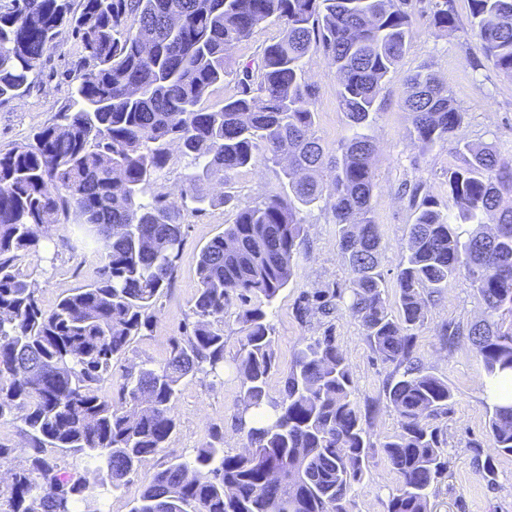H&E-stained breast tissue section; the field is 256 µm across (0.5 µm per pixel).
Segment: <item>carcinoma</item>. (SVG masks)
I'll return each instance as SVG.
<instances>
[{"mask_svg":"<svg viewBox=\"0 0 512 512\" xmlns=\"http://www.w3.org/2000/svg\"><path fill=\"white\" fill-rule=\"evenodd\" d=\"M471 28L485 58L512 77V0H470ZM409 0H8L0 5V104L30 85L66 31L82 51L73 99L35 143L0 153V420L18 421L27 464L0 486V512H78L97 490H123L176 430L188 377L224 369V315L234 300L241 380L238 427L245 449L224 451L216 431L191 461L155 471L130 512H352L370 450L381 448L397 475L387 512H431L448 471L443 429L454 393L416 359L427 304L468 274L484 318L442 327L451 346L467 339L489 385L512 376V155L460 135L465 113L431 68L407 79L403 109L421 154L449 147L463 159L448 172L451 206L408 189L413 222L402 246L394 304L379 270L381 237L372 197L374 143L368 134L387 75L405 55L414 18ZM281 24L256 65L235 72L227 51L267 21ZM431 25L455 26L452 0H434ZM322 52L336 73V100L348 121L337 154L315 133V92L304 59ZM239 92L201 107L224 77ZM178 147L197 162L181 189L195 203L258 160L280 168L281 190L238 209L201 250L191 320L170 339L166 358L142 364L115 396L98 384L133 339L152 330L159 299L172 288L183 241L175 202L155 191ZM329 169L328 185L314 176ZM324 202L349 267L344 285L303 297L328 314L345 309L376 357L393 367L386 401L398 431L376 443L354 398L355 382L332 327L292 354L279 397L266 306L292 279L304 245L302 208ZM497 215L495 230L484 216ZM74 224L104 256L98 281L41 307L18 253L40 257L43 226ZM258 303H252V300ZM252 412V425L244 416ZM490 442L512 455V400L492 403ZM478 473L496 476L476 453Z\"/></svg>","mask_w":512,"mask_h":512,"instance_id":"carcinoma-1","label":"carcinoma"}]
</instances>
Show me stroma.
<instances>
[{"label":"stroma","mask_w":512,"mask_h":512,"mask_svg":"<svg viewBox=\"0 0 512 512\" xmlns=\"http://www.w3.org/2000/svg\"><path fill=\"white\" fill-rule=\"evenodd\" d=\"M455 29L441 31L430 24L428 0H415L413 9L420 20L415 25L403 59L388 75L380 94V110L370 129L376 147V185L373 209L380 226L382 250L380 268L393 278L401 245L412 222V209L404 195L405 184L423 181L428 193L440 203L448 201V172L460 166L462 159L448 148L438 147L420 153L409 136L408 115L403 110L407 94L406 77L428 65L445 83L455 104L465 114L461 128L464 137L474 143L493 146L498 152H512V78L500 73L492 62L472 69L468 58L481 54L476 38H465L470 19V0H453ZM60 51L45 59L28 90L0 106V152L32 143L33 135L50 125L57 112L68 104L81 64V50L70 38H62ZM305 78L317 90L316 135L326 152H335L347 133V118L336 102V74L318 53L304 60ZM191 157L173 151L158 189L170 193L180 209L184 242L173 287L158 302L153 329L138 337L99 385V392H113V381L147 361L160 362L171 337L179 335L190 314V301L198 286L196 264L203 247L225 225L233 223L237 205L261 199L277 190L276 168L257 164L235 175L230 187L213 185V194L230 192L234 204L197 210L190 199L181 197L186 177L194 172ZM305 243L287 288L279 292L268 309L275 337L278 366L269 381L271 395H278L286 376L293 350L304 339L332 328L336 343L345 355L357 390L355 398L371 424L375 440L394 434L396 415L386 405L383 386L389 373L377 361L363 337L359 323L348 312L331 316L314 314L299 320L296 309L302 294L333 288L348 277L347 264L337 248L336 227L330 224L320 206L304 210ZM47 250L42 258L21 257L19 267L30 274L44 308L71 289L97 281L102 265L96 244L75 226L55 224L44 232ZM483 307L466 275H459L443 296L429 304L425 325L418 333L416 355L422 366L447 379L455 401L438 424L447 442L448 473L431 499V512H512V456L495 455L488 434L489 413L486 396L487 376L468 342L444 347L439 331L444 324H467L480 320ZM224 327V372L218 377L190 378L182 388L175 414L178 427L169 445L148 461L143 476H150L168 462L188 461L193 450L207 441L213 428L224 432V449L242 451L244 440L237 427L241 385L234 369L239 349L235 311H228ZM495 455L497 477L487 484L479 475L476 453ZM397 476L379 449H372L363 483L353 494L352 512H387L388 496Z\"/></svg>","instance_id":"stroma-1"}]
</instances>
